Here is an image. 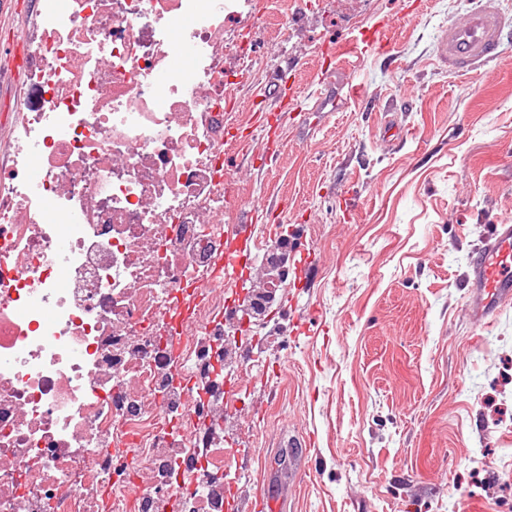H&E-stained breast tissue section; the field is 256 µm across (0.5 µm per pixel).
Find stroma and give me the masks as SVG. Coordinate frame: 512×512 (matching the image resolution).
Wrapping results in <instances>:
<instances>
[{"instance_id": "1", "label": "stroma", "mask_w": 512, "mask_h": 512, "mask_svg": "<svg viewBox=\"0 0 512 512\" xmlns=\"http://www.w3.org/2000/svg\"><path fill=\"white\" fill-rule=\"evenodd\" d=\"M472 0H242L224 23V214L253 244L288 228V281L254 343L271 370L231 377L239 416L225 459L249 474L224 512H247L263 472L282 512H512V302L490 322L465 274L512 219V36L464 77L436 61ZM382 18L394 52L356 74L364 105L314 111L334 51ZM278 153L269 165L270 153Z\"/></svg>"}]
</instances>
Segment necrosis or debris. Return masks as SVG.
I'll return each instance as SVG.
<instances>
[{"label":"necrosis or debris","instance_id":"4bbe7bcc","mask_svg":"<svg viewBox=\"0 0 512 512\" xmlns=\"http://www.w3.org/2000/svg\"><path fill=\"white\" fill-rule=\"evenodd\" d=\"M230 2L43 0L21 35L41 105L0 162V512H224L244 480L222 449L224 378L260 362L224 353Z\"/></svg>","mask_w":512,"mask_h":512}]
</instances>
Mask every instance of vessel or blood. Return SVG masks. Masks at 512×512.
<instances>
[{
    "mask_svg": "<svg viewBox=\"0 0 512 512\" xmlns=\"http://www.w3.org/2000/svg\"><path fill=\"white\" fill-rule=\"evenodd\" d=\"M30 15L28 0H0V94L24 97L27 54L14 32ZM389 23L382 22L338 47L347 64H356L366 52L389 53L393 46ZM512 30V15L500 0H477L464 22L449 24L439 37L436 59L449 72L465 76L492 62L505 32ZM467 284L473 313L482 320L495 316L512 300V220L493 225L490 234L471 256Z\"/></svg>",
    "mask_w": 512,
    "mask_h": 512,
    "instance_id": "obj_1",
    "label": "vessel or blood"
}]
</instances>
